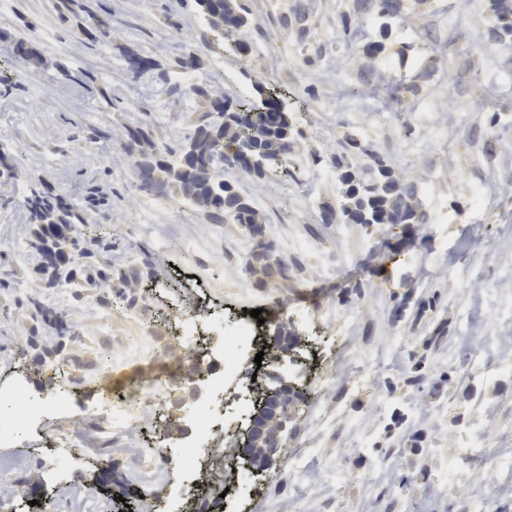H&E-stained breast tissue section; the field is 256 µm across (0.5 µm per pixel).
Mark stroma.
Listing matches in <instances>:
<instances>
[{
	"instance_id": "obj_1",
	"label": "stroma",
	"mask_w": 512,
	"mask_h": 512,
	"mask_svg": "<svg viewBox=\"0 0 512 512\" xmlns=\"http://www.w3.org/2000/svg\"><path fill=\"white\" fill-rule=\"evenodd\" d=\"M463 8L464 41L453 55H440L436 34L448 27L443 6ZM357 0H315V38L340 66L326 79L305 65L306 49L296 27L255 40L253 56L265 61L254 71L226 53L208 26L200 25L193 0H14L0 14V31L34 39L50 60L44 70L18 64L0 72V144L14 153L25 181L41 180L53 192L81 198L97 181L107 202L94 222L111 226L118 246L115 263L150 257L157 286L140 288L129 309H109L88 292L80 306L68 296L45 291L43 298L82 329L67 343L58 364L23 370L19 351L29 318L12 295L0 292V384L25 372L34 390L50 387L57 365L88 375L78 397L90 402L113 386L104 375V354H125L124 375L132 377L137 355L175 347L169 322L184 298L223 312L233 321L245 310H261L267 331L281 325L284 308L310 311L308 332H296L286 356L304 354L281 384L304 394L282 437L284 452L246 475L233 448L208 453L210 467L225 487L236 488L235 512H462L463 480L450 477L448 461L462 447L466 431L487 447L512 448V370L493 361L467 365L468 345L498 349L512 337V318L501 315V299L512 297V198L502 186L512 179V84L498 102H487L475 72L512 70V43L488 35L484 0H412L403 23L417 60L436 57V70L407 100L413 134L390 117L353 112L339 120L333 88L362 82L365 74L394 78L379 59L347 53L336 37V18L355 13ZM112 16V35L88 40L89 11ZM153 51L156 78L173 77L187 50L198 59L194 74L227 90L260 83L284 89L286 105H302L305 132L291 155L304 176L319 174L312 153L328 152L338 132L352 130L389 158L393 168L421 187L428 222L424 229L402 225L320 224L307 209L336 201V180L320 174L313 196L282 183L247 176L239 187L267 214L265 237L287 259L286 281L259 288L246 271L255 242L238 224H211L200 212L177 221L185 201L178 195L141 192L123 155L125 127L147 125L156 142L173 140L190 127L196 110H182L181 95L157 101L142 94L141 82L126 72L125 50ZM494 143V155L485 146ZM18 184H0V278L20 293L39 282L25 249L29 226L18 207ZM209 266L210 277L198 275ZM346 367V377L336 375ZM337 386H329L331 378ZM108 429L86 430L80 448L91 461L77 486L52 492L17 485L16 512H165V472L144 467L158 448L145 429L130 455L102 460ZM387 453L392 477L374 472L371 460ZM303 456L316 475L314 487L296 492L289 457ZM340 462L343 473L329 477Z\"/></svg>"
}]
</instances>
